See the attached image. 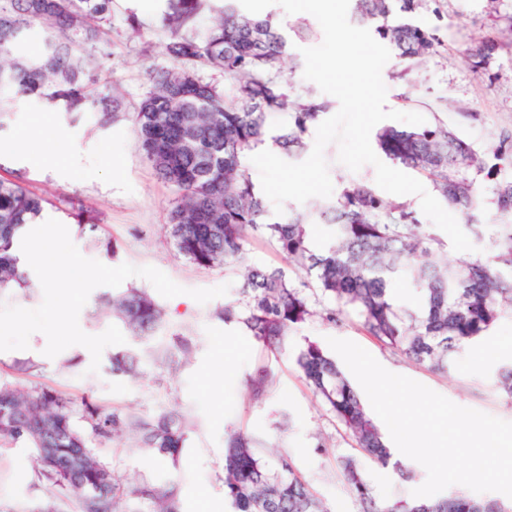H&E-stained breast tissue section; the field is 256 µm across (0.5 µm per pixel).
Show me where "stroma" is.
I'll list each match as a JSON object with an SVG mask.
<instances>
[{"mask_svg":"<svg viewBox=\"0 0 512 512\" xmlns=\"http://www.w3.org/2000/svg\"><path fill=\"white\" fill-rule=\"evenodd\" d=\"M445 45L418 67L407 70L390 59L382 70L387 87L386 106L422 114L427 123L443 120L469 142L486 148L501 131L512 128V0H441ZM128 0L112 5V47L98 72L101 84L118 90L127 109H134L147 92V72L169 66L164 53L168 34L158 13L144 15L145 38L133 37L126 17ZM503 42L499 56L486 69L473 67L470 56L485 36ZM478 113L475 121L467 113ZM66 133L65 145L52 139ZM22 177L31 191L43 196L44 218L63 223L80 253L116 267L129 263L152 266L185 289L228 285L225 297L199 304L186 294L158 296L146 279L131 277L123 289L136 288L155 297L164 310L163 325L152 339L154 359L146 362L142 378L111 375L106 366L90 372L91 355L74 345L56 357L45 356L47 338L34 333L25 350L0 352V381L21 390L34 385L55 388L104 407L119 406L143 415L159 409L186 413L187 440L178 465L131 453L132 435L111 441L116 449L117 475L129 485L148 478L161 485L175 484L181 512H221L224 485V441L227 431L241 430L263 441L262 457L276 463L290 458L294 468L312 485L328 512H357L339 477V461L357 455L376 491L385 497L410 495L427 474L416 461L407 466L414 484L399 481L392 468L380 467L356 454L354 443L300 377L294 359L305 341L327 338L357 343L391 372L412 378L452 402L512 421V400L494 382L497 367L512 359V319H502L481 349L463 352L458 368L433 371L393 353L369 336L355 317L332 324L323 320L324 301L315 298L313 316L285 340L276 353L265 352L242 327L218 319L216 310L234 300L246 266L278 264L275 244L255 237L242 265L200 268L178 253L165 232L166 211L174 192L154 174L140 152L130 119L99 128L93 115L67 124L62 112L46 101L17 102L10 119L0 127V178ZM83 202L86 223L98 225L96 234L76 230L74 202ZM114 254H107V247ZM192 344L190 356L170 354L177 338ZM267 367L273 383L262 401L250 400L246 380L258 367ZM33 452L27 444L0 448V512H30L43 499L31 482Z\"/></svg>","mask_w":512,"mask_h":512,"instance_id":"stroma-1","label":"stroma"}]
</instances>
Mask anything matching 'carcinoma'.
I'll return each instance as SVG.
<instances>
[{
    "label": "carcinoma",
    "mask_w": 512,
    "mask_h": 512,
    "mask_svg": "<svg viewBox=\"0 0 512 512\" xmlns=\"http://www.w3.org/2000/svg\"><path fill=\"white\" fill-rule=\"evenodd\" d=\"M440 0H351L352 22L371 28L402 63L416 64L444 46L441 27L419 19ZM212 17L202 33L196 19ZM159 23L168 34L169 67L148 71L150 87L130 119L137 145L156 176L176 197L166 224L184 258L202 267L226 268L243 260L257 234L271 240L287 266H248L239 298L217 316L246 328L262 348L275 353L312 315L307 291L327 302L322 317L338 323L353 313L362 328L383 346L407 359L446 372L464 350L481 344L499 320L512 318V222L467 224L469 238L488 239L485 257L448 262L447 242L420 223L405 202H388L361 180L344 184L317 210L328 242L313 246V227L302 212L275 214L252 177L251 156L264 142L268 119L291 114L292 127L274 137L288 156H299L309 127L331 109L325 99L295 92L285 76L288 32L305 37V23L283 26L273 14H251L239 0H167ZM36 40L41 51L26 53ZM112 41V0H0V127L11 104L22 98L49 101L72 123L88 112L101 128L126 112L123 101L98 83L101 61ZM501 50L495 38L483 40L473 57L481 68ZM224 73L219 85L201 77ZM380 151L393 163L433 177L447 208L463 215L479 206L481 188L474 175L494 182L492 204L512 217V132L493 147L495 163L439 121L401 130L384 126L376 134ZM46 199L19 180L0 179V290L29 286L18 242L37 223ZM416 290L412 305L392 292L398 280ZM134 337L151 339L163 311L136 289L107 296ZM296 366L312 392L349 434L355 446L397 477L411 479L336 359L308 341ZM115 376L144 375L139 350L112 354ZM498 387L512 398V361L496 373ZM271 384L268 370L247 379L254 401ZM189 420L181 412L158 410L132 415L119 407L77 402L48 387L21 391L0 381V447L28 443L35 450L34 472L45 490L36 512H57V501L75 499L82 512H180L175 487L149 482L128 486L107 455L111 439L127 431L132 451L177 462L187 440ZM259 441L240 431L225 438L224 499L232 512H328L314 488L286 460L270 467L259 455ZM344 488L358 512H509L503 505L457 493L438 499L385 498L376 493L360 463L339 462Z\"/></svg>",
    "instance_id": "1"
}]
</instances>
